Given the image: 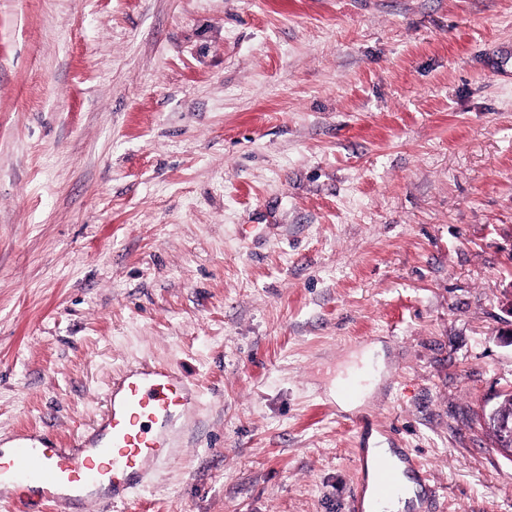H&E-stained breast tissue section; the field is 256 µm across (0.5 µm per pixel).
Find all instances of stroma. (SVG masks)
I'll return each instance as SVG.
<instances>
[{"label":"stroma","instance_id":"obj_1","mask_svg":"<svg viewBox=\"0 0 512 512\" xmlns=\"http://www.w3.org/2000/svg\"><path fill=\"white\" fill-rule=\"evenodd\" d=\"M512 0H0V444L89 434L164 367L194 404L125 503L512 512ZM381 378L342 410L351 352ZM373 356V351H367L360 355L357 358H354L353 362L349 365L346 370L348 378H344L343 376H339L336 379L335 388L333 390V394L335 395L336 401L339 402L343 406H349L350 401L344 398L343 392L341 390V386L346 382L347 379L354 378L362 374V369L358 368V362L366 365L369 360ZM507 399H511L509 409L504 404ZM482 421L485 427L494 426L496 449L512 461V392L503 395L501 400L485 411ZM368 459H382L387 461L391 464L393 470L383 461H378L373 466V483L370 476L369 487L363 500V508L367 512H373L374 497L372 486L377 501L384 502L397 497L401 493L399 481L406 487V494L400 499L386 503L384 512H402L406 508L407 501L412 499H414L416 506H419L416 496L419 486L412 476L406 473V465L399 459L394 448H388L387 444L381 438L374 437L370 440ZM393 471L396 473L398 479Z\"/></svg>","mask_w":512,"mask_h":512}]
</instances>
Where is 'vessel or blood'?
<instances>
[{
	"mask_svg": "<svg viewBox=\"0 0 512 512\" xmlns=\"http://www.w3.org/2000/svg\"><path fill=\"white\" fill-rule=\"evenodd\" d=\"M190 404L180 375L166 369L128 371L114 384L110 406L92 434L74 439L69 448L43 439L0 453V481L35 486L46 501L115 504L150 466L170 457L171 434ZM372 472L377 501L400 494L385 462H377Z\"/></svg>",
	"mask_w": 512,
	"mask_h": 512,
	"instance_id": "obj_1",
	"label": "vessel or blood"
}]
</instances>
